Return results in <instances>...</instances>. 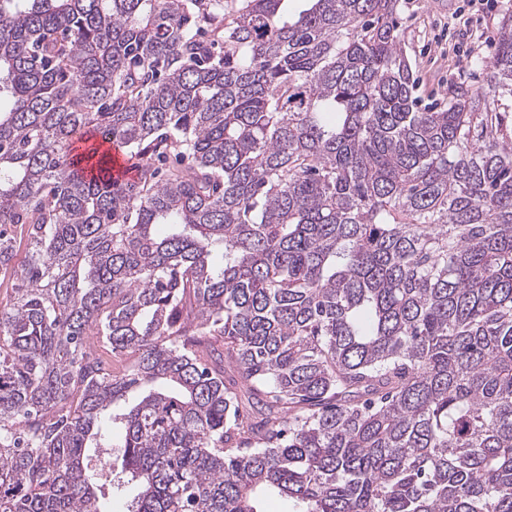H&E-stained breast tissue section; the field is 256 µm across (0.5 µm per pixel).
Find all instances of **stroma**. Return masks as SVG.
<instances>
[{"instance_id":"1","label":"stroma","mask_w":512,"mask_h":512,"mask_svg":"<svg viewBox=\"0 0 512 512\" xmlns=\"http://www.w3.org/2000/svg\"><path fill=\"white\" fill-rule=\"evenodd\" d=\"M466 0H405L400 15L401 46L416 77L415 96L421 108L440 106L449 86L463 83L470 89L486 85L488 68L474 59H489L491 44L479 42L481 33L495 32L498 17L463 23Z\"/></svg>"}]
</instances>
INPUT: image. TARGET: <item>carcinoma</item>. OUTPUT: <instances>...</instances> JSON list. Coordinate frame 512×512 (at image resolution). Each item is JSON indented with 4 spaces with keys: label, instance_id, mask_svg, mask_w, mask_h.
<instances>
[{
    "label": "carcinoma",
    "instance_id": "carcinoma-1",
    "mask_svg": "<svg viewBox=\"0 0 512 512\" xmlns=\"http://www.w3.org/2000/svg\"><path fill=\"white\" fill-rule=\"evenodd\" d=\"M286 2L0 0V512H512V10ZM508 1L471 0L469 6L482 12H492L499 5L492 17L465 25L466 0H405L400 15L401 46L415 73L418 107L440 106L448 87L456 83L464 82L472 90L486 85L488 68L472 63L477 58L489 61L497 24L506 8L512 6V0ZM459 14L463 16L455 19ZM482 31L488 32L482 37L490 44L478 41ZM457 50L460 54L461 50H470L472 56L462 62Z\"/></svg>",
    "mask_w": 512,
    "mask_h": 512
}]
</instances>
